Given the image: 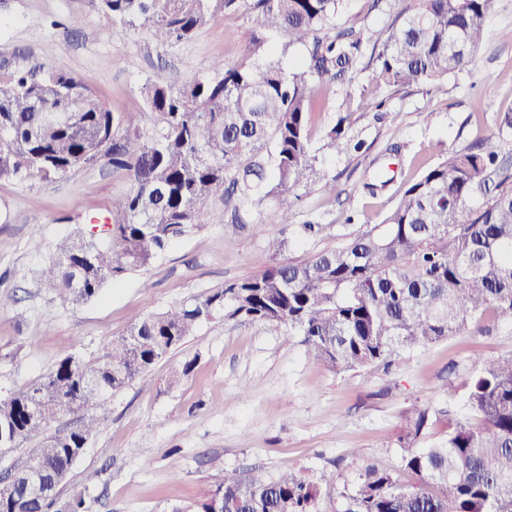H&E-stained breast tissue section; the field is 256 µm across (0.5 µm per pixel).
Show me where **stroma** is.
I'll return each mask as SVG.
<instances>
[{"mask_svg":"<svg viewBox=\"0 0 512 512\" xmlns=\"http://www.w3.org/2000/svg\"><path fill=\"white\" fill-rule=\"evenodd\" d=\"M397 12L347 0L334 25L361 29L371 45ZM75 15L82 26L72 34L65 27ZM248 36L242 15L220 12L190 40L167 47L147 27L113 22L98 0H0L1 73L63 66L115 112L143 108L147 80H189L214 60H237ZM502 71H512V0H497L475 63L437 88L377 85L368 53L351 81L323 86L327 106L311 115L310 144L342 194L317 184L302 195L295 223L326 230L292 238L284 259L334 247L380 223L401 187L448 151L483 140L512 163V128L501 124L512 113V81L497 80ZM348 92L382 107L354 110L348 144L333 152L325 133ZM378 175L388 186L365 191ZM131 188L126 173L105 161L50 182L0 180V395L32 384L67 355L100 357L145 315L268 266L265 205L244 227L218 217L174 240L152 266L109 282L88 302L64 304L41 292L34 275L55 244ZM35 240L41 251L32 250ZM510 353L512 321L503 320L485 335L465 331L402 349L387 369L339 374L309 358L300 336L219 315L112 396L58 500L81 496L83 512H192L225 471L256 467L271 476L303 474L330 512L332 497L352 485L358 461L399 470L401 451L391 439L412 404L451 405L465 414L461 394L444 387L448 376L463 379L474 356ZM189 361L195 367L182 375ZM177 372L182 378L171 384Z\"/></svg>","mask_w":512,"mask_h":512,"instance_id":"35a3bbf8","label":"stroma"}]
</instances>
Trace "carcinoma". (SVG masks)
<instances>
[{"mask_svg":"<svg viewBox=\"0 0 512 512\" xmlns=\"http://www.w3.org/2000/svg\"><path fill=\"white\" fill-rule=\"evenodd\" d=\"M112 20L148 27L162 45L186 41L215 14H240L251 35L233 64L213 62L185 82H149L145 109L113 112L61 66L0 75V179L62 178L103 159L123 170L132 190L112 198L104 222L61 239L37 272L39 286L62 302L95 298L121 275L151 266L175 239L213 223L245 224L271 202L272 264L143 317L112 340L102 358H63L33 384L0 396V426L24 459L40 465L54 490L87 444L113 394L145 376L200 324L224 314L271 333L304 337L307 353L337 373L388 367L402 346L425 347L470 328L512 319V173L477 142L450 151L406 185L378 224L340 245L281 261L298 195L325 180L310 149V115L321 87L357 70L361 31L329 35L344 0H98ZM496 0H409L374 47L373 80L389 87H435L473 61ZM285 54L307 60L285 72ZM152 126L143 128L145 118ZM351 117L339 106L327 133L334 150ZM477 423L450 409L415 404L396 436L400 470L359 468L331 512H512V353L478 359L463 384ZM80 426L47 433L70 410ZM448 433L426 443L440 417ZM28 471L0 486V512H81L76 496L32 500ZM215 494L224 512H322L318 488L303 475L268 477L224 471ZM59 509H54V506Z\"/></svg>","mask_w":512,"mask_h":512,"instance_id":"obj_1","label":"carcinoma"}]
</instances>
